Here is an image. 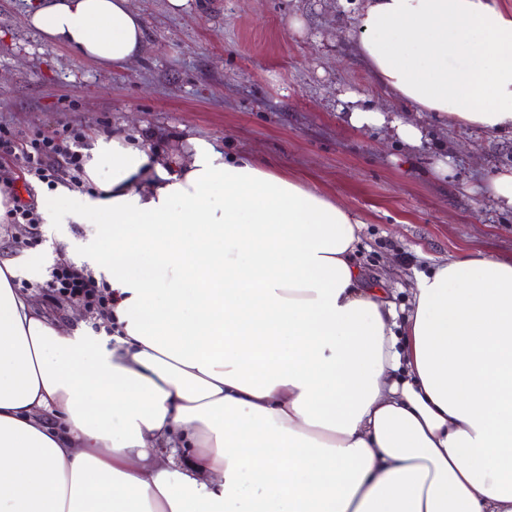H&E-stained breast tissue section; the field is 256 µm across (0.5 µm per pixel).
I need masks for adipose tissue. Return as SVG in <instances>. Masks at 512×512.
<instances>
[{
    "label": "adipose tissue",
    "instance_id": "obj_1",
    "mask_svg": "<svg viewBox=\"0 0 512 512\" xmlns=\"http://www.w3.org/2000/svg\"><path fill=\"white\" fill-rule=\"evenodd\" d=\"M29 25L115 67L130 0H36ZM354 49L421 146L433 122L512 131V6L363 0ZM90 135V191L45 223L95 224L115 349L47 317L0 260V512H512V259L414 274L398 312L355 261L362 220L317 187L191 137Z\"/></svg>",
    "mask_w": 512,
    "mask_h": 512
}]
</instances>
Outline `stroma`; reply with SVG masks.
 <instances>
[{
	"instance_id": "stroma-1",
	"label": "stroma",
	"mask_w": 512,
	"mask_h": 512,
	"mask_svg": "<svg viewBox=\"0 0 512 512\" xmlns=\"http://www.w3.org/2000/svg\"><path fill=\"white\" fill-rule=\"evenodd\" d=\"M145 30L138 59L106 67L46 41L27 21V0H0V125L16 146L37 134L146 130L167 153L188 137L222 145L291 176H310L363 221L356 255L365 278L408 304L415 271L463 250L512 258V215L480 186L487 169L512 167V136L432 128L408 151L387 131L352 127L336 108L342 90L375 88L351 47L359 0H131ZM304 23L294 33L293 19ZM452 172L437 176L438 154ZM94 224L0 222V259L19 270L30 300L60 324L91 329L83 306L45 296L50 272L95 273L85 246Z\"/></svg>"
}]
</instances>
